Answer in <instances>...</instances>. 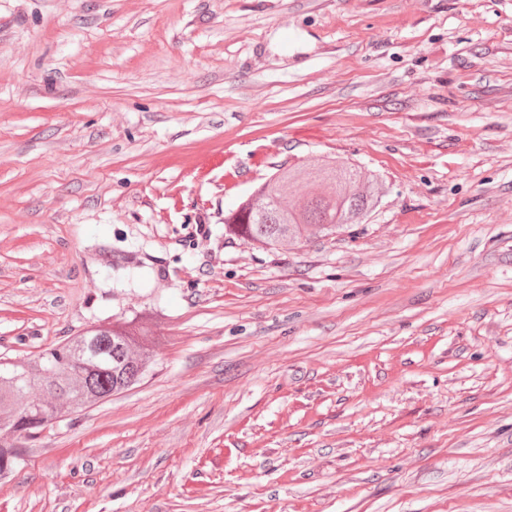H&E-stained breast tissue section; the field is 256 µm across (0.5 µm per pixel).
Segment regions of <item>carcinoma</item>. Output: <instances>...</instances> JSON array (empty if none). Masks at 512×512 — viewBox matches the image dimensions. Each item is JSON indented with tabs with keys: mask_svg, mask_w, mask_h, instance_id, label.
Here are the masks:
<instances>
[{
	"mask_svg": "<svg viewBox=\"0 0 512 512\" xmlns=\"http://www.w3.org/2000/svg\"><path fill=\"white\" fill-rule=\"evenodd\" d=\"M382 177L356 164L318 159L280 169L236 208L224 235L276 249L360 224L382 202ZM152 332L133 321L92 328L45 349L34 364L0 363V478L20 467L18 439L37 436L137 384L154 363Z\"/></svg>",
	"mask_w": 512,
	"mask_h": 512,
	"instance_id": "carcinoma-1",
	"label": "carcinoma"
}]
</instances>
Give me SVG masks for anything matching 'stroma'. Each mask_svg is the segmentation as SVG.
<instances>
[{"label": "stroma", "instance_id": "35a3bbf8", "mask_svg": "<svg viewBox=\"0 0 512 512\" xmlns=\"http://www.w3.org/2000/svg\"><path fill=\"white\" fill-rule=\"evenodd\" d=\"M327 157L366 223L225 238ZM117 320L0 512H512V0H0V360Z\"/></svg>", "mask_w": 512, "mask_h": 512}]
</instances>
